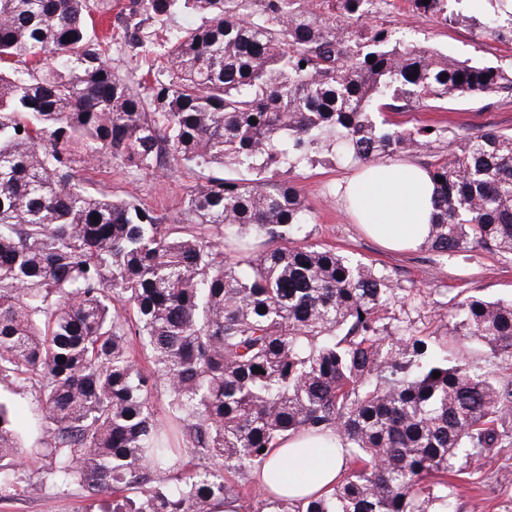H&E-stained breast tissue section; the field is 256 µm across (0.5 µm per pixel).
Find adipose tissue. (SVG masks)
<instances>
[{"label": "adipose tissue", "instance_id": "adipose-tissue-1", "mask_svg": "<svg viewBox=\"0 0 512 512\" xmlns=\"http://www.w3.org/2000/svg\"><path fill=\"white\" fill-rule=\"evenodd\" d=\"M346 189L352 218L384 247H418L437 220L436 185L429 171L417 164L374 161ZM345 466L339 437L294 436L270 449L256 480L273 493L300 500L330 491Z\"/></svg>", "mask_w": 512, "mask_h": 512}]
</instances>
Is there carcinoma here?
<instances>
[{"label":"carcinoma","instance_id":"1","mask_svg":"<svg viewBox=\"0 0 512 512\" xmlns=\"http://www.w3.org/2000/svg\"><path fill=\"white\" fill-rule=\"evenodd\" d=\"M369 2L129 0L114 26L136 48L147 19L202 16L168 33L151 81L107 64L91 0H0V384L34 393L23 424L0 397V501L22 492L33 434L44 478L101 498L100 512L229 500L236 512H450L456 463L478 469L477 454L512 439V380L449 362L435 336L383 335L390 277L299 240L306 208L268 175L319 150L362 163L414 153L437 128L398 129L387 113L512 89L499 66L390 44ZM408 6L454 21L442 0ZM166 156L206 171L179 224L74 176L101 158L153 173ZM429 172L439 215L426 246L512 251V134L470 136ZM454 318L489 364L512 356V300L472 295ZM159 383L169 431L151 402ZM329 431L351 468L324 496L224 476L261 467L281 439ZM183 453L180 482L151 485Z\"/></svg>","mask_w":512,"mask_h":512}]
</instances>
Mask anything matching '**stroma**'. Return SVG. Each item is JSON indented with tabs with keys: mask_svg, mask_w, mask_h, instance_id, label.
Returning <instances> with one entry per match:
<instances>
[{
	"mask_svg": "<svg viewBox=\"0 0 512 512\" xmlns=\"http://www.w3.org/2000/svg\"><path fill=\"white\" fill-rule=\"evenodd\" d=\"M448 13L455 21L445 25L377 0L370 23L386 29L395 42L512 68V0H448ZM164 52L158 39L147 51L119 40L111 45L106 60L118 74L143 73L157 70ZM391 119L403 129L426 124L441 129V137L412 156L428 166L450 156L463 137L481 129L512 133V90L452 97L431 108L410 107ZM357 167V162L321 153L293 167L281 166L274 177L295 186L310 209V242L333 246L353 261L391 276L398 292L381 314L389 333L444 332L453 304L470 295L512 300V253L479 247L445 255L426 247L392 252L366 236L336 192L337 183ZM197 177V172L182 166L139 174L104 160L79 173L89 191L136 200L172 221L179 219V203ZM22 479L25 492L19 499L0 502V512H89L90 502L81 489L42 482L36 466L26 468ZM455 484L457 512H512V445L494 449L481 469L457 477Z\"/></svg>",
	"mask_w": 512,
	"mask_h": 512,
	"instance_id": "35a3bbf8",
	"label": "stroma"
}]
</instances>
